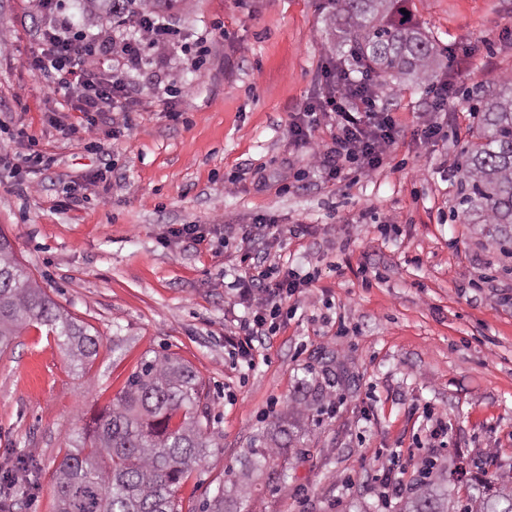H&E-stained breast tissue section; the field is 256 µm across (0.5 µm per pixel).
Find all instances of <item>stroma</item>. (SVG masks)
Segmentation results:
<instances>
[{"label": "stroma", "instance_id": "35a3bbf8", "mask_svg": "<svg viewBox=\"0 0 512 512\" xmlns=\"http://www.w3.org/2000/svg\"><path fill=\"white\" fill-rule=\"evenodd\" d=\"M327 3L182 0L165 21L221 46L197 67L175 44L140 69L114 68L135 107L98 116L88 135L74 98L50 92L29 64L46 17L32 0H0V233L102 339L84 369L39 325L0 354V473L21 454L37 466L35 489L14 493L10 512H55L71 440L146 353L163 350L199 375L216 442L178 490L183 512L234 480L239 455L308 374L336 412L277 457L286 479L257 476L251 512H399L429 459L453 474L492 456L512 475V245L464 223L458 205L478 108L512 76V0H407L453 56L434 72L453 97L442 113L427 84L382 89L400 135L379 169L340 184L288 133L321 90ZM426 123L439 126L436 140L417 136ZM32 151L54 165L30 173ZM258 216L307 231L271 243ZM181 224L201 225L206 243L169 236ZM249 256L314 282L282 300L275 333L246 357L235 283ZM391 476L405 487L387 504Z\"/></svg>", "mask_w": 512, "mask_h": 512}]
</instances>
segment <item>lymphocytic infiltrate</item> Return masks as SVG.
Listing matches in <instances>:
<instances>
[{"label":"lymphocytic infiltrate","instance_id":"lymphocytic-infiltrate-1","mask_svg":"<svg viewBox=\"0 0 512 512\" xmlns=\"http://www.w3.org/2000/svg\"><path fill=\"white\" fill-rule=\"evenodd\" d=\"M36 2L49 22L42 35L44 49L33 65L47 73H67V80L53 83L50 90L56 93L78 89L77 109L90 126L95 123V113L115 110L120 101L129 97L125 83L111 74L113 57L122 58L130 67H139L145 39L160 45L178 35L171 26L153 23L140 25V36L134 40H120L108 32L90 36L75 31L70 17L60 11L56 0ZM322 76L323 91L308 111L334 122L336 132L331 143L312 149L314 167L328 182L341 179L350 162H360L366 173L378 169L397 140L398 127L388 113L379 110L375 85L369 76L356 78L348 70L329 65ZM311 284V279L305 277L275 280L262 270L240 277L239 295L250 308V317L245 322L248 339L240 344L242 353H249L250 336L263 330L280 301Z\"/></svg>","mask_w":512,"mask_h":512}]
</instances>
